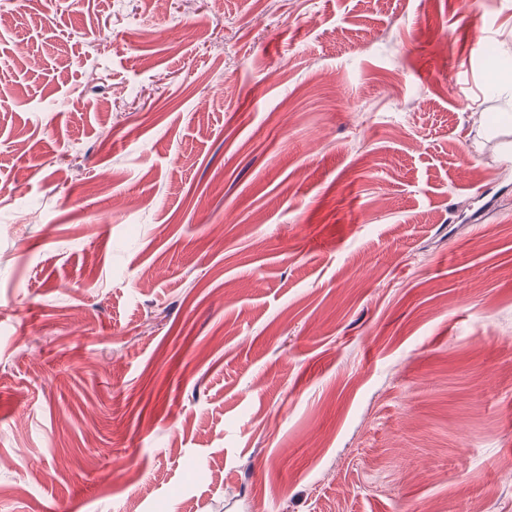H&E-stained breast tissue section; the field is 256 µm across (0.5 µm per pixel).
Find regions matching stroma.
Listing matches in <instances>:
<instances>
[{
    "instance_id": "obj_1",
    "label": "stroma",
    "mask_w": 512,
    "mask_h": 512,
    "mask_svg": "<svg viewBox=\"0 0 512 512\" xmlns=\"http://www.w3.org/2000/svg\"><path fill=\"white\" fill-rule=\"evenodd\" d=\"M0 10V512H512V0Z\"/></svg>"
}]
</instances>
